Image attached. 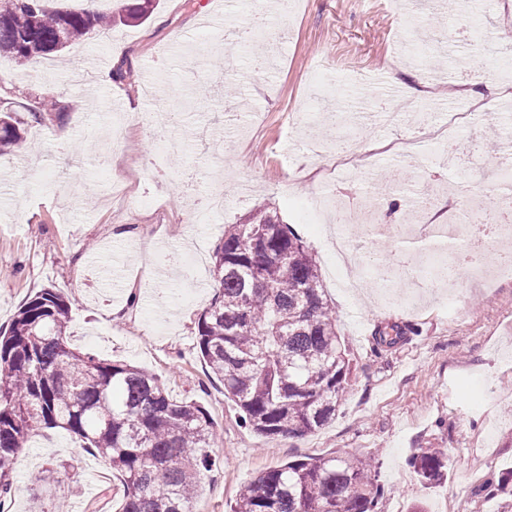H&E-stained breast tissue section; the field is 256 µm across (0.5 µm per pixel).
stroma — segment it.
Masks as SVG:
<instances>
[{
	"label": "stroma",
	"mask_w": 512,
	"mask_h": 512,
	"mask_svg": "<svg viewBox=\"0 0 512 512\" xmlns=\"http://www.w3.org/2000/svg\"><path fill=\"white\" fill-rule=\"evenodd\" d=\"M216 0H158L142 22L93 33L45 56L38 70L0 56V109L26 125L25 148L0 155V326L44 288L73 298L69 342L156 375L172 398L192 399L215 422L216 467L205 474L196 512H230L259 472L300 457L348 452L374 458L381 512L419 504L437 512H512V491L488 482L512 471V279L427 290L417 301H385L372 281L343 288L328 242L332 222L314 215L320 194L359 213L373 198V242L401 258L399 223L412 197L467 210L472 197L495 207L492 151L512 139V102L497 79L512 70L505 0H225L224 21L249 29L264 16L278 38L261 46L212 30ZM451 33V45L438 43ZM498 42L496 79L475 75L479 51ZM123 69V82H84L88 71ZM419 91L384 123L388 87ZM464 88L477 90L487 119L452 143L430 136ZM68 106L64 122L29 121L47 93ZM363 97L377 114L358 123L351 153L374 146L367 167H336L335 132L322 113ZM419 140L427 173L400 151ZM222 190L224 213L197 219L193 205ZM275 207L315 258L352 372L334 420L301 439H264L212 379L196 349L197 321L213 298V252L224 227L260 206ZM201 250L197 280L158 265L159 250ZM455 291L459 309L444 298ZM137 303H130V295ZM413 331L376 348L378 326ZM421 448L448 457V478L425 486L409 464ZM9 512H115L118 474L83 453L60 429L37 428L20 451Z\"/></svg>",
	"instance_id": "35a3bbf8"
}]
</instances>
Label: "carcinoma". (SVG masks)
Here are the masks:
<instances>
[{
  "label": "carcinoma",
  "instance_id": "carcinoma-1",
  "mask_svg": "<svg viewBox=\"0 0 512 512\" xmlns=\"http://www.w3.org/2000/svg\"><path fill=\"white\" fill-rule=\"evenodd\" d=\"M48 0H0V54L20 65L64 50L112 18H147L154 0H114L112 11L71 10ZM67 112L55 96L30 111L43 123ZM24 145L12 112L0 113V154ZM212 273L218 291L197 322V347L243 424L268 439H300L336 416L351 373L318 265L276 212L259 209L224 225ZM71 304L53 288L28 298L0 327V508L10 507L15 456L38 425L60 428L122 478L116 512H193L211 471L214 421L178 401L158 378L101 359L68 342ZM406 334L392 323L376 348ZM429 487L448 477L446 455L421 448L410 458ZM375 462L350 455L292 459L258 473L231 512H378Z\"/></svg>",
  "mask_w": 512,
  "mask_h": 512
}]
</instances>
